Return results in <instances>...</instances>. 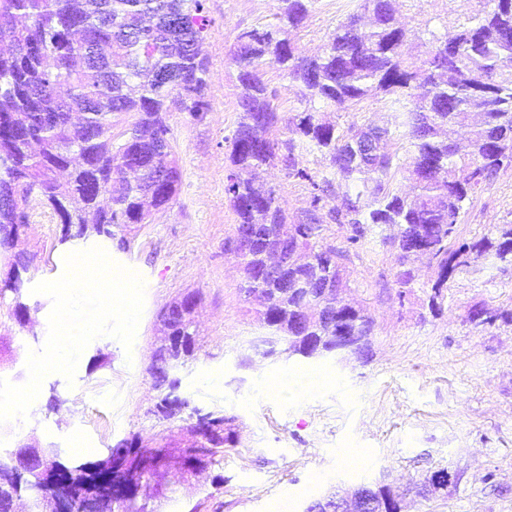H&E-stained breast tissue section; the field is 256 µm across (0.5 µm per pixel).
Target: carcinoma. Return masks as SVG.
Returning a JSON list of instances; mask_svg holds the SVG:
<instances>
[{
  "mask_svg": "<svg viewBox=\"0 0 512 512\" xmlns=\"http://www.w3.org/2000/svg\"><path fill=\"white\" fill-rule=\"evenodd\" d=\"M318 0H278L276 22L245 27L227 55L240 87V118L229 143L224 194L237 215L234 230L248 228L254 248L241 256L246 298L277 295L259 302L256 320L264 335L258 344L282 346L291 337L318 341L327 328L316 306L303 307L302 294L260 277L267 249L288 237V251L306 260L289 265L290 284L326 283L349 287L339 261L366 239L372 228L391 227L383 241L394 247L402 290L413 281L414 242L430 252L437 269L429 310L437 315V294L469 270L478 258L512 266V224H501L470 242L457 243L458 225L476 194L512 169V0H484L453 31L438 34L429 24L409 31L395 22L392 0H361L357 9L372 16L369 30L349 15L329 34L322 51L297 53L291 32L299 29ZM209 20L203 0H0V253L7 264L0 277V308L19 326L29 307L22 301L35 255L14 251L27 225L25 208L35 204L60 220L61 242L94 233L125 250L136 224H149L173 201L180 171L166 121L170 105L197 116L210 110L209 61L203 50ZM424 48L420 69L406 65L413 47ZM276 66L297 87V106L285 122L290 137H271L278 122L275 93L260 76ZM384 103L391 126L368 119L340 128L322 109L344 112L363 102ZM125 115L118 142L112 118ZM470 123L463 143L443 138L444 129ZM396 139L407 146V172L414 193L391 188L399 155L382 148L368 159L357 145L370 138ZM321 155L324 168L296 167L295 152ZM308 185L309 208L290 222L274 186L260 172L276 164ZM346 231V249L319 242L322 225ZM191 294L166 303L158 318L172 346L157 347L148 368L157 391L154 415L183 418L189 436L178 449L188 471L213 464L217 449L236 445L232 419L193 406L179 395L175 371L194 356L197 332L186 308ZM333 328H358L375 335V323L361 306L334 312ZM172 444L139 435L118 442L102 462L69 465L41 448L23 443L0 455V512L32 498L35 470L42 459L56 470L51 496L63 512H85L87 502L132 478L154 480L149 460ZM445 468L429 474L433 492L457 485Z\"/></svg>",
  "mask_w": 512,
  "mask_h": 512,
  "instance_id": "1",
  "label": "carcinoma"
}]
</instances>
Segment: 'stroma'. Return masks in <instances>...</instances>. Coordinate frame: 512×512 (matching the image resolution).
<instances>
[{
    "mask_svg": "<svg viewBox=\"0 0 512 512\" xmlns=\"http://www.w3.org/2000/svg\"><path fill=\"white\" fill-rule=\"evenodd\" d=\"M210 20V112L172 108L167 116L181 174L176 198L153 223L136 225L122 251L95 237L61 243L50 210L29 212L20 249L37 260L25 275L30 320L0 318V379L27 383L29 353L48 337L53 302L36 284L58 279L68 254L90 248L135 271L145 283L142 314L131 347L110 336L93 339L73 378L46 375L29 420L0 424V449L21 442L53 450L63 461L105 459L119 441L138 435L185 440L180 419L152 413L157 392L147 373L160 343L159 310L172 298L199 292L198 349L177 376L193 405L232 417L237 445L218 464L188 472L170 460L159 481L138 499L150 512H304L331 490L386 481L420 482L445 468L460 480L448 492L410 494L405 512H512V322L474 328L472 306L512 311V267L477 263L448 283L439 315L428 309L435 272L420 262L406 297H399L396 251L370 237L344 262L351 299L376 325L369 360L337 365L334 358L280 354L265 358L250 346L260 328L255 303L240 292L237 258L225 247L237 215L224 195L229 172L225 142L240 117L236 71L226 53L244 27L272 22L276 0H203ZM356 0H319L293 33L298 52L313 55L352 13ZM474 0H397L407 29L431 19L455 26ZM289 216L308 206L303 183L283 166L264 172ZM512 222V170L502 172L467 210L460 238L469 241ZM58 409H47L50 394Z\"/></svg>",
    "mask_w": 512,
    "mask_h": 512,
    "instance_id": "1",
    "label": "stroma"
}]
</instances>
